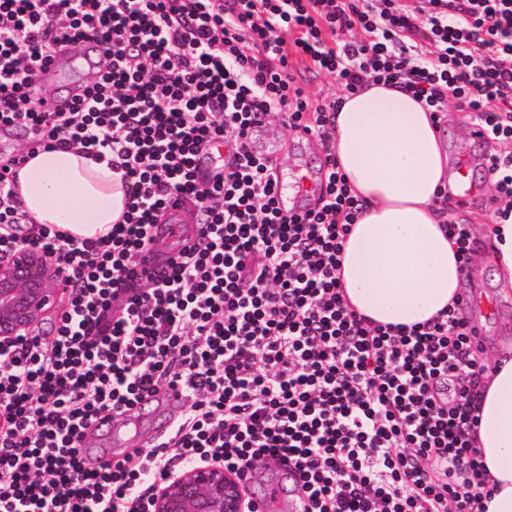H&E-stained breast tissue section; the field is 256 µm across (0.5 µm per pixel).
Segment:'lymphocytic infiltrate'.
<instances>
[{
	"label": "lymphocytic infiltrate",
	"instance_id": "lymphocytic-infiltrate-1",
	"mask_svg": "<svg viewBox=\"0 0 512 512\" xmlns=\"http://www.w3.org/2000/svg\"><path fill=\"white\" fill-rule=\"evenodd\" d=\"M102 44L85 99L38 104L52 54ZM341 90L312 103L301 70ZM369 82L481 122L496 223L512 220V0H0V254L36 248L64 274L52 335L0 340V512H147L194 462L251 480L294 473L306 512H484L476 445L485 368L467 295L410 326L358 314L340 281L363 205L325 154L314 208L283 214L249 134L277 122L329 146L341 96ZM120 172L125 208L80 238L26 219L16 181L36 150ZM199 204L195 243L139 280L171 196ZM164 388L185 416L123 461L85 468L102 414Z\"/></svg>",
	"mask_w": 512,
	"mask_h": 512
}]
</instances>
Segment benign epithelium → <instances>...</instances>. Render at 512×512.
Returning <instances> with one entry per match:
<instances>
[{"instance_id": "benign-epithelium-1", "label": "benign epithelium", "mask_w": 512, "mask_h": 512, "mask_svg": "<svg viewBox=\"0 0 512 512\" xmlns=\"http://www.w3.org/2000/svg\"><path fill=\"white\" fill-rule=\"evenodd\" d=\"M61 276L38 250L0 260V338L27 335L49 314ZM151 512H246L238 476L217 463L186 468L160 489Z\"/></svg>"}]
</instances>
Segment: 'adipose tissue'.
<instances>
[{
    "mask_svg": "<svg viewBox=\"0 0 512 512\" xmlns=\"http://www.w3.org/2000/svg\"><path fill=\"white\" fill-rule=\"evenodd\" d=\"M365 205L349 235L341 281L350 305L382 324L412 325L447 308L462 288L457 247L435 200L450 181L448 152L429 112L394 87L343 97L332 143ZM23 207L42 224L93 237L110 230L124 192L106 162L39 152L19 170ZM494 279L512 296V223L480 228ZM478 393L477 446L495 485L485 512H512V349L490 356Z\"/></svg>",
    "mask_w": 512,
    "mask_h": 512,
    "instance_id": "adipose-tissue-1",
    "label": "adipose tissue"
}]
</instances>
